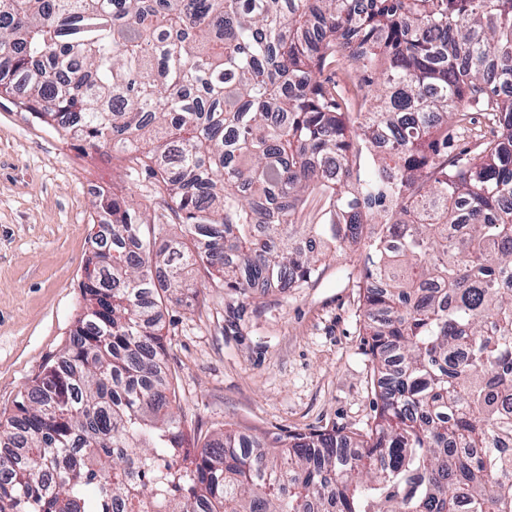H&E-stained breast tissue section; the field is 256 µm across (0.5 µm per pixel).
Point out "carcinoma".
<instances>
[{
  "label": "carcinoma",
  "instance_id": "carcinoma-1",
  "mask_svg": "<svg viewBox=\"0 0 512 512\" xmlns=\"http://www.w3.org/2000/svg\"><path fill=\"white\" fill-rule=\"evenodd\" d=\"M2 93L148 170L181 224L97 194L70 346L0 421L26 456L0 512H512V0H0ZM473 108L498 127L475 154L448 129ZM346 244L374 427L185 447L163 305L299 287Z\"/></svg>",
  "mask_w": 512,
  "mask_h": 512
}]
</instances>
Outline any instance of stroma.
<instances>
[{
  "label": "stroma",
  "mask_w": 512,
  "mask_h": 512,
  "mask_svg": "<svg viewBox=\"0 0 512 512\" xmlns=\"http://www.w3.org/2000/svg\"><path fill=\"white\" fill-rule=\"evenodd\" d=\"M119 188L153 224L177 218L144 168L36 121L0 94V419L68 345L80 284L107 216L92 201ZM364 254L345 246L319 276L257 301L203 288L164 309L165 365L189 446L221 429L267 442L335 431L363 435L377 413L366 336Z\"/></svg>",
  "instance_id": "stroma-1"
}]
</instances>
